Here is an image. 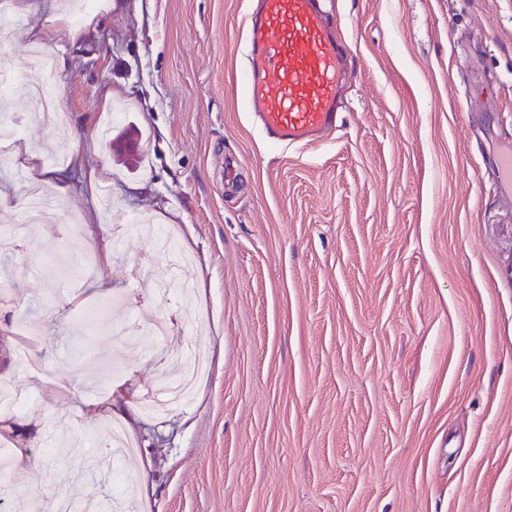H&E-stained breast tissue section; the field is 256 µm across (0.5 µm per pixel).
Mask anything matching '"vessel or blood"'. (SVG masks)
I'll return each mask as SVG.
<instances>
[{
    "instance_id": "vessel-or-blood-1",
    "label": "vessel or blood",
    "mask_w": 512,
    "mask_h": 512,
    "mask_svg": "<svg viewBox=\"0 0 512 512\" xmlns=\"http://www.w3.org/2000/svg\"><path fill=\"white\" fill-rule=\"evenodd\" d=\"M242 73L247 106L274 139L309 144L336 124L346 53L317 0H256Z\"/></svg>"
}]
</instances>
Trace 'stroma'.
I'll use <instances>...</instances> for the list:
<instances>
[{
  "mask_svg": "<svg viewBox=\"0 0 512 512\" xmlns=\"http://www.w3.org/2000/svg\"><path fill=\"white\" fill-rule=\"evenodd\" d=\"M0 45L21 141L80 172L46 224L0 157V336L36 322L39 376L8 364L21 410L0 512H512V0H319L349 49L336 126L276 145L238 81L251 0H97L71 24L29 0ZM69 141L36 114L26 50L43 27ZM82 145L71 156V140ZM108 167L112 205L87 173ZM174 225L194 311L168 257L123 225ZM165 323L166 335L143 340ZM208 367L193 402L140 408L176 338ZM121 421L136 453L114 457Z\"/></svg>",
  "mask_w": 512,
  "mask_h": 512,
  "instance_id": "stroma-1",
  "label": "stroma"
}]
</instances>
